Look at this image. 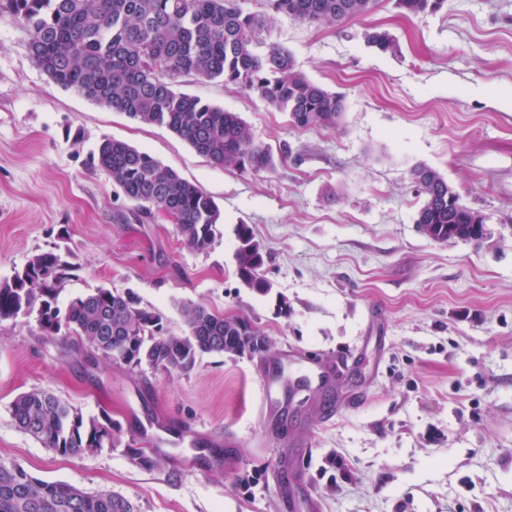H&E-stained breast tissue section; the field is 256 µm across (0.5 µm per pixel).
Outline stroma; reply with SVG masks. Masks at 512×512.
Masks as SVG:
<instances>
[{"label":"stroma","mask_w":512,"mask_h":512,"mask_svg":"<svg viewBox=\"0 0 512 512\" xmlns=\"http://www.w3.org/2000/svg\"><path fill=\"white\" fill-rule=\"evenodd\" d=\"M369 28L389 32L398 52L369 47ZM28 39L0 11V281L57 250L76 266L60 303L131 289L181 335L179 306L191 301L257 322L272 348L206 354L186 373L133 370L42 335L34 318L2 319L0 461L111 491L140 512H284L283 457L321 512H512V0H445L418 16L376 0L333 26L280 17L260 39L342 96L333 128L298 129L255 93L179 78L175 90L239 113L271 148L277 168L260 175L55 85ZM106 138L211 196L222 222L207 251L183 247L163 217L136 215L91 165ZM423 165L486 216L483 242L419 231L412 171ZM240 224L268 255L269 295L237 276ZM292 358L315 361L328 383L303 381L284 410L266 412L261 383ZM34 389L109 415L118 443L75 456L44 447L9 415ZM148 417L200 432L223 466L183 444L160 468H140L129 450L144 447L137 422ZM339 455L352 481L332 466Z\"/></svg>","instance_id":"35a3bbf8"}]
</instances>
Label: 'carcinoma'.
<instances>
[{"mask_svg": "<svg viewBox=\"0 0 512 512\" xmlns=\"http://www.w3.org/2000/svg\"><path fill=\"white\" fill-rule=\"evenodd\" d=\"M267 16L245 11L240 0H6L5 8L30 36L36 67L54 84L148 125L168 129L213 164L259 175L276 168L271 149L255 141L235 112L173 89L192 74L221 80L258 94L288 113L297 128H334L344 111L341 96L300 72L287 49L262 46L258 30L280 16L318 26L368 14L375 0H265ZM405 15L439 10L443 0H396ZM380 52L396 50L387 31L365 34ZM107 172L139 214L167 212L183 245L205 251L221 213L198 185L124 141L106 138L92 158ZM422 198L415 224L435 241L485 238L475 221L485 217L460 202L437 170L412 172ZM237 275L260 295L271 290L263 275L266 255L252 228H236ZM73 266L57 253L33 255L0 283V319L35 317L45 336L61 332L87 341L100 358L131 368L188 372L202 354L257 355L272 345L257 324L211 312L192 302L180 305L186 331L170 334L159 314L141 306L131 291L109 288L58 305L60 285ZM13 423L61 455L96 450L117 438L112 419H86L67 401L44 390L14 397ZM0 512H136L125 498L87 493L62 482H46L17 463L0 462Z\"/></svg>", "mask_w": 512, "mask_h": 512, "instance_id": "obj_1", "label": "carcinoma"}]
</instances>
